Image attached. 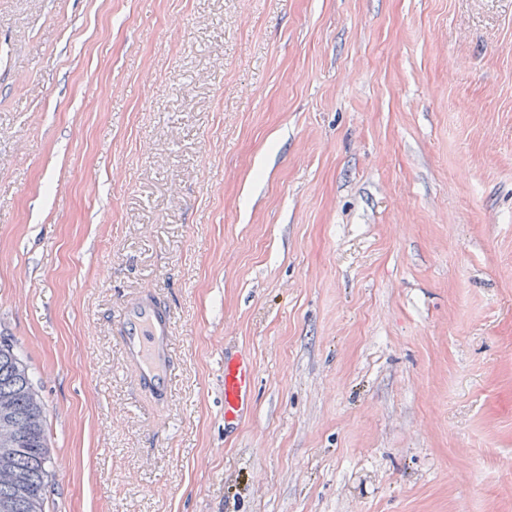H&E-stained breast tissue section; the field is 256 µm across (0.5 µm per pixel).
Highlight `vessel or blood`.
Returning a JSON list of instances; mask_svg holds the SVG:
<instances>
[{"instance_id": "vessel-or-blood-1", "label": "vessel or blood", "mask_w": 512, "mask_h": 512, "mask_svg": "<svg viewBox=\"0 0 512 512\" xmlns=\"http://www.w3.org/2000/svg\"><path fill=\"white\" fill-rule=\"evenodd\" d=\"M114 331L137 382L157 397L170 390L173 359L170 309L145 293L123 305ZM254 383V364L244 354L224 357V421L233 423L247 412Z\"/></svg>"}]
</instances>
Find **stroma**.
<instances>
[{
	"label": "stroma",
	"mask_w": 512,
	"mask_h": 512,
	"mask_svg": "<svg viewBox=\"0 0 512 512\" xmlns=\"http://www.w3.org/2000/svg\"><path fill=\"white\" fill-rule=\"evenodd\" d=\"M0 336L45 512H512V0H0ZM114 333L137 382L156 397L170 390L173 359L170 309L150 293L123 305ZM254 383V364L245 354L224 352V423L238 421L247 412Z\"/></svg>",
	"instance_id": "obj_1"
}]
</instances>
